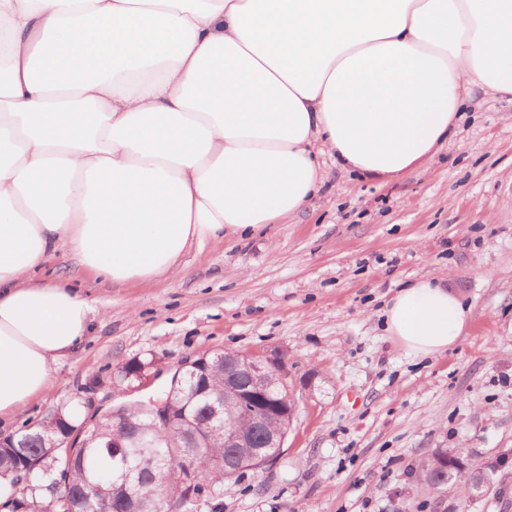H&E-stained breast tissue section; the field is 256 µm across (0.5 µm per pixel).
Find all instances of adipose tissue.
I'll use <instances>...</instances> for the list:
<instances>
[{"mask_svg":"<svg viewBox=\"0 0 512 512\" xmlns=\"http://www.w3.org/2000/svg\"><path fill=\"white\" fill-rule=\"evenodd\" d=\"M474 86L512 95V0H0V418L93 321L36 278L59 249L152 284L192 244L300 212L320 155L383 181L423 164ZM470 320L424 278L385 330L428 357Z\"/></svg>","mask_w":512,"mask_h":512,"instance_id":"obj_1","label":"adipose tissue"}]
</instances>
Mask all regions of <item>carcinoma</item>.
I'll return each mask as SVG.
<instances>
[{
  "mask_svg": "<svg viewBox=\"0 0 512 512\" xmlns=\"http://www.w3.org/2000/svg\"><path fill=\"white\" fill-rule=\"evenodd\" d=\"M118 382L136 386L139 379L128 365L120 367L107 384ZM208 391H185L171 402L175 415L190 425L189 432L176 442L154 428L151 403L133 397L119 408L121 421L103 414L90 425L91 436L85 447L68 455L64 448L40 447L42 437L51 435L62 443L67 431L84 425L87 416L77 402L56 408L36 427H26L11 442L0 447V507L8 512H90L107 507L112 512H156L181 507L182 512H197L204 503L211 512H220L224 489V462L249 463L251 453L273 454L266 447L263 431L253 437L251 448H226L223 442L205 437L206 424L213 416V404L224 392V375L208 373ZM122 447H112V440ZM198 444L206 456L191 461L184 448ZM37 454L43 464L27 475L25 484L16 482L18 458ZM464 462L460 454L437 449L418 477L438 490L461 476ZM67 474L70 488L56 490L58 471ZM192 474L193 482H164L159 473Z\"/></svg>",
  "mask_w": 512,
  "mask_h": 512,
  "instance_id": "obj_1",
  "label": "carcinoma"
}]
</instances>
